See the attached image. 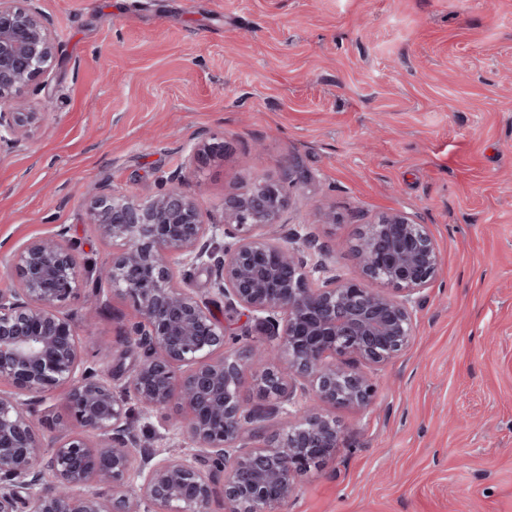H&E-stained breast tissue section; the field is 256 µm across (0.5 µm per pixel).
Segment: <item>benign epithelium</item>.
I'll use <instances>...</instances> for the list:
<instances>
[{"mask_svg": "<svg viewBox=\"0 0 512 512\" xmlns=\"http://www.w3.org/2000/svg\"><path fill=\"white\" fill-rule=\"evenodd\" d=\"M37 2L0 0V151L25 146L48 116L22 96L56 56ZM287 204L283 185L258 180L224 198V223L207 224L176 188L148 203L102 189L86 218L112 245L107 264L86 270L65 226L5 258L17 287L0 290V383L13 388L0 391V512H210L217 495L231 512H278L297 478L333 454L340 429L320 404L371 403L361 367L408 346L440 255L426 225L392 211L348 244L363 277L388 290L338 279L291 245L300 234L277 235ZM186 267L209 271L224 304L257 321L262 344L229 347L224 325L185 287ZM89 282L110 285L138 318L127 335L143 353L126 396L165 429L177 403L192 453L162 457L140 444L124 400L86 365L66 306ZM57 389L71 430L46 444L34 405ZM280 415L286 429L265 432Z\"/></svg>", "mask_w": 512, "mask_h": 512, "instance_id": "benign-epithelium-1", "label": "benign epithelium"}]
</instances>
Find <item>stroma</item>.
<instances>
[{
	"mask_svg": "<svg viewBox=\"0 0 512 512\" xmlns=\"http://www.w3.org/2000/svg\"><path fill=\"white\" fill-rule=\"evenodd\" d=\"M58 43L36 93L49 118L0 155V257L69 229L82 257L111 246L85 194L147 202L179 177L205 223L257 180L295 181L280 221L360 276L362 225L401 210L428 225L438 279L414 309L408 349L373 370L358 410L281 512H512V0H40ZM223 152L189 161L196 143ZM336 215L319 223L317 208ZM187 286L241 342L260 340L210 275ZM76 312L85 359L119 387L141 358L130 304L103 293ZM112 347L109 357L100 344ZM166 455L181 429L133 409Z\"/></svg>",
	"mask_w": 512,
	"mask_h": 512,
	"instance_id": "obj_1",
	"label": "stroma"
}]
</instances>
